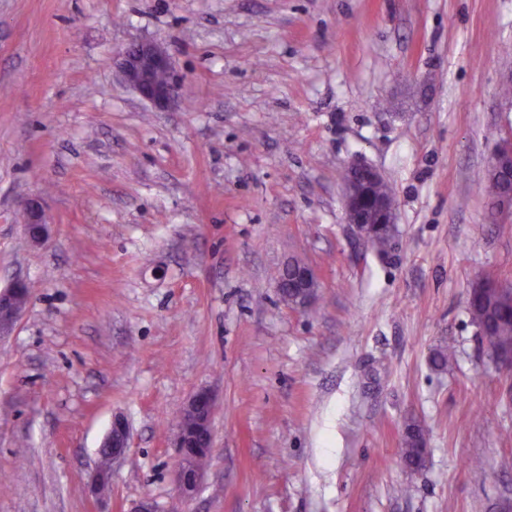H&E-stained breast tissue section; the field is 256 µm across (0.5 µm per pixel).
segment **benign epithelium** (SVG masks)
<instances>
[{
  "mask_svg": "<svg viewBox=\"0 0 512 512\" xmlns=\"http://www.w3.org/2000/svg\"><path fill=\"white\" fill-rule=\"evenodd\" d=\"M171 62L164 49L153 43L139 44L123 54L122 72L126 82L154 106L163 108L170 102L173 86L170 79ZM512 170V141H505L495 151L489 172L505 175ZM384 181L375 168L361 163L352 164L343 178V198L347 223L360 239L374 233L392 232L396 224V208L392 201L375 196L369 190L373 184ZM27 213L26 230L37 245L48 242V223L40 206L33 202L24 205ZM303 294L292 306L304 308L315 297L319 280L313 267L304 265L297 271ZM31 299V291L22 281L0 291V330L15 322L20 311ZM214 396L207 389L196 391L185 406L182 420L177 425L173 445L178 448L179 460L172 480L180 495L189 499L197 492L203 468L198 458L213 449L212 417ZM129 431L123 417L115 415L112 426L98 448V454L107 461L99 466L92 479L93 491L101 494L112 484V464L126 453Z\"/></svg>",
  "mask_w": 512,
  "mask_h": 512,
  "instance_id": "obj_1",
  "label": "benign epithelium"
}]
</instances>
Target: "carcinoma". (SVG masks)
<instances>
[{
    "label": "carcinoma",
    "mask_w": 512,
    "mask_h": 512,
    "mask_svg": "<svg viewBox=\"0 0 512 512\" xmlns=\"http://www.w3.org/2000/svg\"><path fill=\"white\" fill-rule=\"evenodd\" d=\"M468 311L478 326L479 334L492 351L512 350V302L503 299L494 288L475 285L469 294ZM425 439L421 426L411 421L406 424L402 459L410 464L417 449L424 447Z\"/></svg>",
    "instance_id": "cac0c4a2"
}]
</instances>
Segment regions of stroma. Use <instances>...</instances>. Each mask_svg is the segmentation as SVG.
<instances>
[{"mask_svg": "<svg viewBox=\"0 0 512 512\" xmlns=\"http://www.w3.org/2000/svg\"><path fill=\"white\" fill-rule=\"evenodd\" d=\"M139 42L170 58L165 109L118 72ZM509 139L512 0H0V290L32 294L0 339V512H501L512 368L467 294L512 287V214L484 191ZM359 161L396 200L383 256L345 219ZM293 256L319 279L304 309L276 288ZM201 388L187 501L172 442ZM27 213L26 230L30 239L36 245H44L48 242V226L45 215L40 206L34 202H28L24 205ZM213 413V394L208 389H200L189 399L183 418L177 425L173 445L178 448L179 460L173 470L172 480L185 499L192 498L197 492L203 475V468L198 463L205 466L209 456L202 454H210L214 447L211 425ZM129 444V431L123 417L115 415L112 418V426L98 448V454L102 460L108 463L100 464L92 479L95 494L104 493L112 484V464L120 460L126 453ZM403 444L402 459L405 463L412 464L417 449L423 448L425 444L423 429L416 421H410L406 424ZM425 454L426 448H423L421 450L422 461Z\"/></svg>", "mask_w": 512, "mask_h": 512, "instance_id": "35a3bbf8", "label": "stroma"}]
</instances>
